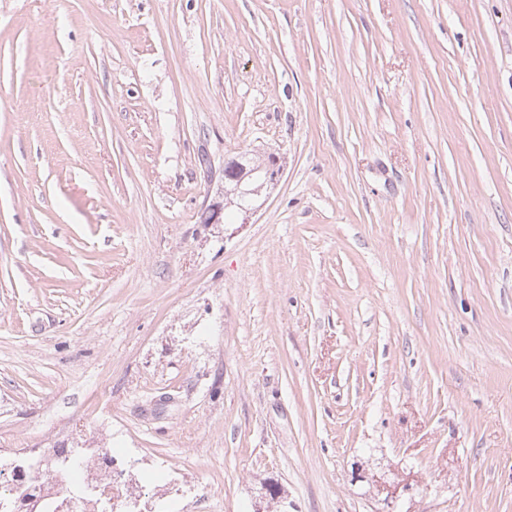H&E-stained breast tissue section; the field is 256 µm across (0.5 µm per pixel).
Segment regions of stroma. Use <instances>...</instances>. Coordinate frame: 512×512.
<instances>
[{
  "mask_svg": "<svg viewBox=\"0 0 512 512\" xmlns=\"http://www.w3.org/2000/svg\"><path fill=\"white\" fill-rule=\"evenodd\" d=\"M240 152L278 186L201 223ZM0 448L512 512V0H0Z\"/></svg>",
  "mask_w": 512,
  "mask_h": 512,
  "instance_id": "35a3bbf8",
  "label": "stroma"
}]
</instances>
